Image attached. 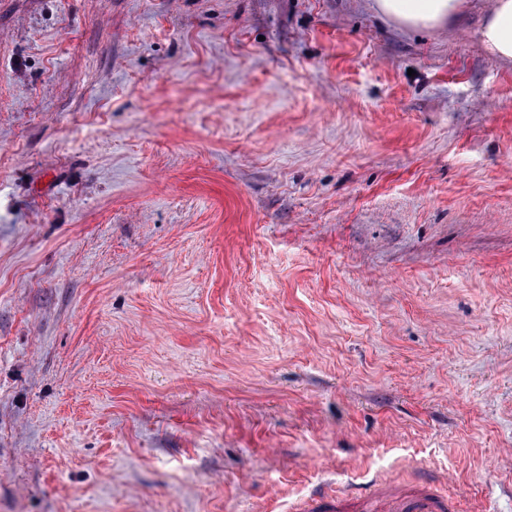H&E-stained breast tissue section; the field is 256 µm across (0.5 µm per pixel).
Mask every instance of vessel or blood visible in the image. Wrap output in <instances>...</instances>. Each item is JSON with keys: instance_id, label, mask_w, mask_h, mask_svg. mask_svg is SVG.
Returning <instances> with one entry per match:
<instances>
[{"instance_id": "obj_1", "label": "vessel or blood", "mask_w": 512, "mask_h": 512, "mask_svg": "<svg viewBox=\"0 0 512 512\" xmlns=\"http://www.w3.org/2000/svg\"><path fill=\"white\" fill-rule=\"evenodd\" d=\"M453 498L427 483L410 487L384 486L369 482L353 494L311 496L299 505V512H455Z\"/></svg>"}]
</instances>
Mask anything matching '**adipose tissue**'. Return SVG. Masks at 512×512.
Returning <instances> with one entry per match:
<instances>
[{
	"instance_id": "ef3b65f1",
	"label": "adipose tissue",
	"mask_w": 512,
	"mask_h": 512,
	"mask_svg": "<svg viewBox=\"0 0 512 512\" xmlns=\"http://www.w3.org/2000/svg\"><path fill=\"white\" fill-rule=\"evenodd\" d=\"M465 0H372L381 17L405 29H438L456 21L464 12ZM478 36L491 53L512 60V0H493Z\"/></svg>"
}]
</instances>
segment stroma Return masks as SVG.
<instances>
[{
    "label": "stroma",
    "instance_id": "stroma-1",
    "mask_svg": "<svg viewBox=\"0 0 512 512\" xmlns=\"http://www.w3.org/2000/svg\"><path fill=\"white\" fill-rule=\"evenodd\" d=\"M492 3L0 0V512H512ZM465 0H373L371 8L404 29H438L456 21ZM371 480L350 497L336 492L335 497L310 496L295 510L300 512H454L448 497L422 482L410 487L384 486Z\"/></svg>",
    "mask_w": 512,
    "mask_h": 512
}]
</instances>
